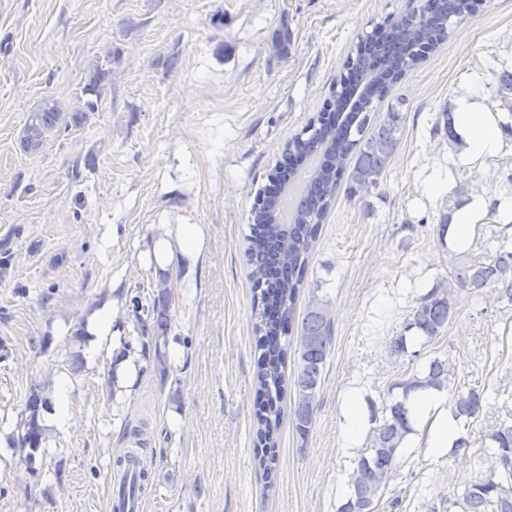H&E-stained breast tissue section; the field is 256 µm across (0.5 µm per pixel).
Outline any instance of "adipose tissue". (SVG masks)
<instances>
[{
    "label": "adipose tissue",
    "mask_w": 512,
    "mask_h": 512,
    "mask_svg": "<svg viewBox=\"0 0 512 512\" xmlns=\"http://www.w3.org/2000/svg\"><path fill=\"white\" fill-rule=\"evenodd\" d=\"M505 117L485 111L473 92H465L452 115V128L461 145V156L478 161L498 153L504 143ZM204 229L198 224H183L177 233L157 232L140 253V258L154 269L167 270L182 264L194 271L204 250ZM114 300H107L87 317L83 330L90 336L112 339V374L122 392H130L135 384L138 366L132 352L123 345L120 330L115 325ZM412 431L406 437L409 445L429 449L443 456L454 448L460 438L457 420L448 408L445 390L426 387L408 396Z\"/></svg>",
    "instance_id": "adipose-tissue-1"
}]
</instances>
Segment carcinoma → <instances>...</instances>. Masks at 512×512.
<instances>
[{"label": "carcinoma", "mask_w": 512, "mask_h": 512, "mask_svg": "<svg viewBox=\"0 0 512 512\" xmlns=\"http://www.w3.org/2000/svg\"><path fill=\"white\" fill-rule=\"evenodd\" d=\"M478 0H424L420 12L426 15L415 23V15L402 14L389 24L384 41L367 50H354L346 61L350 85L362 87L354 112L343 123L334 118L341 104L337 98L316 120L314 131L306 139L293 140L297 154H317V148L329 145L320 157L306 196L291 223L280 224L272 212L274 201L267 198L249 225L247 255L254 300L261 306L255 325L256 349L259 351L255 372L256 396L254 419L257 424L255 456L266 474L273 472L278 456L276 431L282 416L281 402L288 390L294 391L290 409L295 432L305 440L314 423L323 368L330 356L335 337L334 320L328 303L309 301L300 325H295V306L308 271L321 225L340 186L351 199L360 200L378 187L398 148L402 116L387 113L386 119L373 124V103L384 98L398 81L413 72L444 44L453 29L467 20ZM272 53L286 58L292 49L288 28L274 31ZM60 112L54 104H44L28 123L24 148L34 153L43 147L45 131L58 125ZM152 305L142 308L137 332L149 341L159 342L170 328L172 297L166 282ZM496 290L512 300V250L499 246L483 260L453 267L448 281L421 296L409 313L407 328L416 329L428 341L439 336L455 313L461 291ZM297 333L298 362L288 375V346L291 334ZM456 377L455 365L449 360L433 359L428 370L399 383L402 399L390 403L388 416L373 432L367 454L361 456L349 483L352 495L340 512H380L381 497L403 465L402 445L412 431L406 399L410 392L424 387L448 389L449 403L455 418L479 417L483 409V390L473 385L449 388ZM48 397L31 391L24 405L22 443L32 450L40 447L44 429L39 425L41 411L48 407ZM491 443L490 474L469 484L462 495L466 512H512V424L506 422L488 434ZM403 497L397 495L383 506L400 509Z\"/></svg>", "instance_id": "1"}]
</instances>
